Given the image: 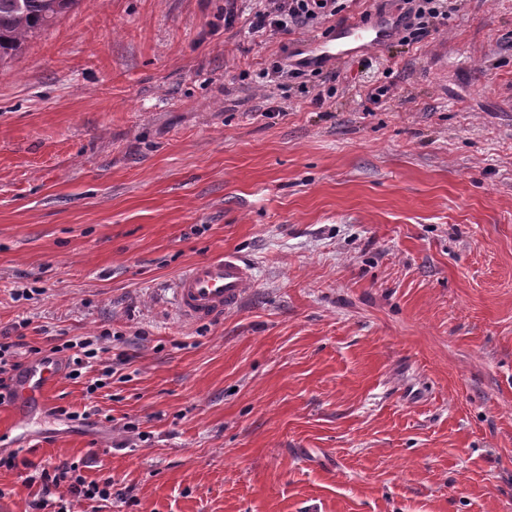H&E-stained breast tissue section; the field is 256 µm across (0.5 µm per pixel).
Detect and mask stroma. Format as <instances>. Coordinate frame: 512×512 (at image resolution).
Segmentation results:
<instances>
[{
	"mask_svg": "<svg viewBox=\"0 0 512 512\" xmlns=\"http://www.w3.org/2000/svg\"><path fill=\"white\" fill-rule=\"evenodd\" d=\"M248 27L80 0L0 62V331L105 347L0 404L5 502L88 459L135 495L106 512H512V0L336 62L319 104L259 73L322 27ZM227 250L254 288L184 319L174 280Z\"/></svg>",
	"mask_w": 512,
	"mask_h": 512,
	"instance_id": "35a3bbf8",
	"label": "stroma"
}]
</instances>
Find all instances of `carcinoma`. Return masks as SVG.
<instances>
[{
    "label": "carcinoma",
    "instance_id": "carcinoma-1",
    "mask_svg": "<svg viewBox=\"0 0 512 512\" xmlns=\"http://www.w3.org/2000/svg\"><path fill=\"white\" fill-rule=\"evenodd\" d=\"M79 0H0V61L18 54L28 38L52 25Z\"/></svg>",
    "mask_w": 512,
    "mask_h": 512
}]
</instances>
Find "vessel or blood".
<instances>
[{"label": "vessel or blood", "instance_id": "b4317fda", "mask_svg": "<svg viewBox=\"0 0 512 512\" xmlns=\"http://www.w3.org/2000/svg\"><path fill=\"white\" fill-rule=\"evenodd\" d=\"M397 34L391 22L369 26L347 22L323 40L310 43L307 57L311 66L320 67L393 39ZM255 276L250 263L236 253L196 262L178 277L174 298L180 314L192 321H209L235 310L253 287ZM59 377L54 363L33 369L24 384L27 396L44 397L48 386Z\"/></svg>", "mask_w": 512, "mask_h": 512}]
</instances>
